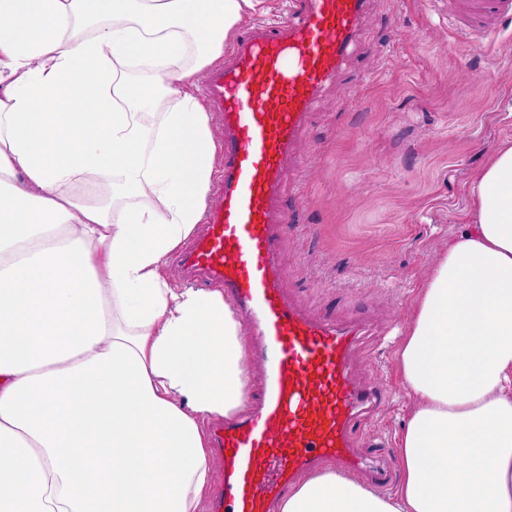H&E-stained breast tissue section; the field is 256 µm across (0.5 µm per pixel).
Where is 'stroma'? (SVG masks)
<instances>
[{
    "label": "stroma",
    "instance_id": "1",
    "mask_svg": "<svg viewBox=\"0 0 512 512\" xmlns=\"http://www.w3.org/2000/svg\"><path fill=\"white\" fill-rule=\"evenodd\" d=\"M512 140V21L475 44L448 0H370L351 58L322 93L306 165L286 186L285 286L315 317L404 327L414 296L460 225L471 175ZM396 339H365L357 378L387 403L359 446L396 455L411 402Z\"/></svg>",
    "mask_w": 512,
    "mask_h": 512
}]
</instances>
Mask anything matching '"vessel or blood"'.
<instances>
[{"label": "vessel or blood", "instance_id": "obj_1", "mask_svg": "<svg viewBox=\"0 0 512 512\" xmlns=\"http://www.w3.org/2000/svg\"><path fill=\"white\" fill-rule=\"evenodd\" d=\"M469 38L512 17V0H453ZM367 0H293L276 22L245 29L205 80L223 130L224 165L201 231L175 257L184 278L223 289L254 343L259 384L210 431L220 460L209 512H275L297 479L332 462L376 487L393 469L359 451L356 430L380 407L353 365L370 326L314 317L287 292L280 242L285 185L322 91L341 71Z\"/></svg>", "mask_w": 512, "mask_h": 512}]
</instances>
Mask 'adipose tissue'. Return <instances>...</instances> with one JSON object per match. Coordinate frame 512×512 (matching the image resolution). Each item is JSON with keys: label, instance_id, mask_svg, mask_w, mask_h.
I'll list each match as a JSON object with an SVG mask.
<instances>
[{"label": "adipose tissue", "instance_id": "obj_1", "mask_svg": "<svg viewBox=\"0 0 512 512\" xmlns=\"http://www.w3.org/2000/svg\"><path fill=\"white\" fill-rule=\"evenodd\" d=\"M266 0H0V512H202L240 408L221 291L175 287L218 146L198 75ZM398 343L383 495L326 471L280 512H512V144Z\"/></svg>", "mask_w": 512, "mask_h": 512}]
</instances>
